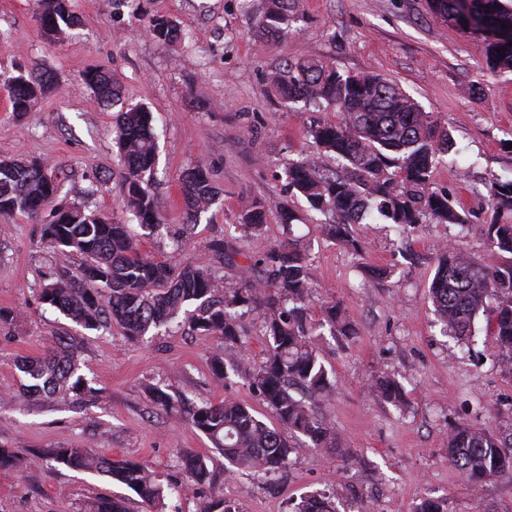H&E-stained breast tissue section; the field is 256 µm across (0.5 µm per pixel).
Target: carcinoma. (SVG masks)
<instances>
[{"label": "carcinoma", "instance_id": "carcinoma-1", "mask_svg": "<svg viewBox=\"0 0 512 512\" xmlns=\"http://www.w3.org/2000/svg\"><path fill=\"white\" fill-rule=\"evenodd\" d=\"M34 12L41 33L53 44L64 41L79 23L70 0H35ZM441 20L469 26L482 22L487 33L486 61L493 72H512V7L503 0H442ZM302 17L298 0H266L257 26L267 35L284 36ZM152 38L169 45L183 37L178 23L164 15L148 18ZM88 87L109 107L121 101V88L112 73L91 68L82 76ZM277 95L288 104L303 103L316 111L331 109L334 123L312 125L308 135L321 151L334 157L336 168L327 169L310 158L292 163L286 171L288 189L303 196L321 213L323 235L354 254L362 251L352 226L382 219L399 234L420 224H454L472 227L497 254L512 256V179L486 183L492 219L486 224L469 220L448 193L433 187V171L450 154L453 142L448 128L398 84L371 73H341L312 57L288 62L271 77ZM9 111L19 119L35 102L56 89L54 75L33 67L18 74H3ZM115 143L123 165L124 210L114 218L85 204L59 199L60 183L48 180L47 166L20 155L0 159V215L20 213L42 222L41 243L63 255L76 254L81 263L61 267L41 289L43 304L60 311L84 331L117 325L136 344L147 333L172 322L187 304L195 305L189 323L199 336H213L227 345L243 342L242 318L259 315L265 336V358L246 373L250 390L275 414L270 426L255 411L237 401L195 405L165 383L146 386L155 410L176 412L203 433L231 466L247 469L259 478L271 476L286 463L291 446L286 433L300 434L316 448L337 447L331 423L310 398L332 392L333 382L312 336L328 326L333 335L356 334L342 310L328 304L322 318L311 323L307 305L312 296L310 257L299 240L247 257L241 266V286L223 291V284L208 266L181 269L140 252L139 231L153 232L163 217L153 191L157 142L152 112L140 104L121 106L115 117ZM187 232L176 242L181 249L194 244L191 227L215 204L220 191L205 166L182 175ZM265 205L254 202L237 217L247 235L258 234L265 224ZM219 261H233L234 250L224 240L204 245ZM438 320L449 335L465 340L479 314L493 309L492 334L502 352V362L512 370V259L487 265L454 245L437 259L429 286ZM83 341L56 339L44 357H23L15 363L25 383L18 399L40 397L81 406L100 398L80 373ZM239 362L214 355L213 379L224 382L237 372ZM376 395L399 407L404 388L389 378L373 381ZM51 469L66 468L99 474L130 489L148 509L164 505L169 496L186 495L210 481L204 458L183 451L181 480H162L157 473L129 459H112L97 448H45ZM448 463L477 487L494 476L512 475V437H498L485 429L458 426L448 433ZM24 457L15 448L0 445V470L20 471ZM93 512H128L114 498H100ZM290 512H336L323 493L301 497Z\"/></svg>", "mask_w": 512, "mask_h": 512}]
</instances>
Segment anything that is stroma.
<instances>
[{
  "label": "stroma",
  "mask_w": 512,
  "mask_h": 512,
  "mask_svg": "<svg viewBox=\"0 0 512 512\" xmlns=\"http://www.w3.org/2000/svg\"><path fill=\"white\" fill-rule=\"evenodd\" d=\"M264 0H71L80 24L63 44L40 34L32 0H0V70L39 63L58 91L14 121L0 98V157L23 155L53 170L68 201L120 215L121 162L115 145L114 111L87 89L81 77L92 67L109 69L123 100L150 108L158 134L154 191L162 227L141 238L140 250L174 267L208 263L204 245L221 239L237 252L216 265L225 287L239 283L245 256L285 241L282 210L296 215L295 236L307 243L315 285L307 316L337 304L356 328L348 339L330 335L315 343L334 376V392L320 410L338 445L315 448L293 440L287 464L260 479L228 467L208 438L180 415L157 413L146 384L164 382L191 401L235 400L268 423L273 412L244 375L223 384L211 377L215 351L225 359L258 363L265 338L258 316L245 318L244 343L228 347L191 332L188 324L150 332L132 345L119 327L93 332L80 357L82 373L102 398L80 411L59 402L22 401L0 406V445L19 449L25 473L0 471V512H87L101 497L127 495L109 478L69 469L51 470L43 449L92 446L114 458L132 459L168 478L184 448L204 456L213 486L165 501L164 512H199L217 496L235 512H288L292 500L319 491L338 512H412L421 499L444 502L447 512H512V477L473 488L448 462L449 431L465 424L500 436L512 434V371L479 317L465 341L444 335L435 322L428 286L436 258L450 244L479 262L498 263L477 233L447 224H423L398 235L388 224H357L365 244L352 255L325 240L319 213L287 187L288 166L319 151L307 133L333 111H296L280 101L271 75L283 63L314 57L343 73L373 72L397 81L448 127L455 145L433 174L434 187L456 199L471 223L489 220L485 181L512 178V72L491 74L485 37L443 22L428 0H301L303 17L288 35L260 36ZM177 21L186 37L166 47L147 32L148 16ZM205 165L220 188L218 201L194 228V246L175 250L185 205L180 178ZM266 206L260 235L242 237L237 217L254 201ZM42 226L24 215H0V308L18 313L0 328V397L18 394L16 359L38 356L53 337L73 336L75 324L43 305L40 292L63 255L40 243ZM375 268L388 278H371ZM387 374L405 389L401 407L378 400L371 383Z\"/></svg>",
  "instance_id": "stroma-1"
}]
</instances>
